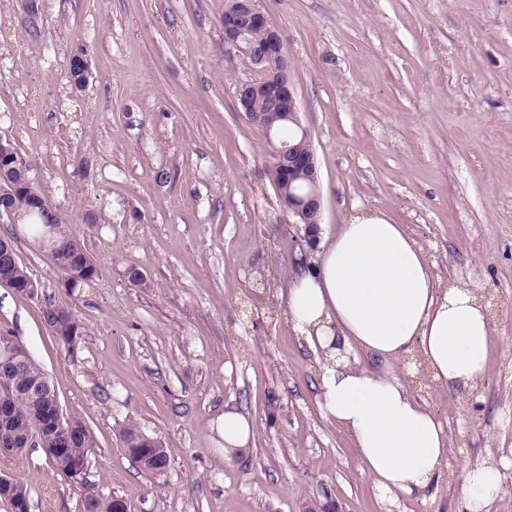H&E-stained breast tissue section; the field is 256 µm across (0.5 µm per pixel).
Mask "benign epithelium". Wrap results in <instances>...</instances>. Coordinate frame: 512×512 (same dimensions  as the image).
<instances>
[{
  "label": "benign epithelium",
  "mask_w": 512,
  "mask_h": 512,
  "mask_svg": "<svg viewBox=\"0 0 512 512\" xmlns=\"http://www.w3.org/2000/svg\"><path fill=\"white\" fill-rule=\"evenodd\" d=\"M264 30V43L257 44L252 38V27ZM224 45L228 54L238 56L259 73V78L241 84L237 90L238 103L249 120L272 136L273 124L263 115L252 111L257 98L270 100L283 119L299 127L301 142H280L273 151L272 169L280 174V181H288V211L300 218L304 237H314L322 223V194L319 184L316 156L304 143L311 141L308 131L301 126L299 105L294 89L288 55L279 29L256 6L255 0H233L224 20ZM72 83L78 89L87 86L90 63L82 50H76L69 60ZM26 157L9 139L0 138V204L19 194L39 197V203L49 208L44 197L33 191L31 182L16 179L12 170L24 166ZM305 182L302 192L293 189L295 181Z\"/></svg>",
  "instance_id": "1"
}]
</instances>
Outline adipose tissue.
<instances>
[{
	"instance_id": "ef3b65f1",
	"label": "adipose tissue",
	"mask_w": 512,
	"mask_h": 512,
	"mask_svg": "<svg viewBox=\"0 0 512 512\" xmlns=\"http://www.w3.org/2000/svg\"><path fill=\"white\" fill-rule=\"evenodd\" d=\"M288 321L321 353L324 415L351 438L375 489L433 498L448 434L394 367L417 358L435 383L474 390L488 368L491 326L478 288L438 278L424 245L387 213L358 211L320 231L308 270L288 290ZM362 355L374 369L360 366ZM216 431L230 457L250 444L253 423L228 405ZM461 478L469 512H485L499 466L465 465Z\"/></svg>"
}]
</instances>
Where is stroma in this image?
<instances>
[{
	"label": "stroma",
	"instance_id": "stroma-1",
	"mask_svg": "<svg viewBox=\"0 0 512 512\" xmlns=\"http://www.w3.org/2000/svg\"><path fill=\"white\" fill-rule=\"evenodd\" d=\"M232 0H0V137L97 267L69 289L27 226L0 222L38 284L0 285V333L47 374L95 446L85 481L42 448L0 453L30 512H84L86 494L128 512H466L458 463H499L487 512H512V0H257L278 26L317 159L323 222L388 213L436 274L491 303L490 361L470 393L398 373L443 422L448 465L430 500L380 495L320 405L322 357L288 323L299 234L273 181L272 141L236 92L255 71L224 47ZM86 49L85 89L67 78ZM165 170L167 181L156 180ZM143 273L134 285L129 270ZM81 326L75 352L45 302ZM254 424L232 458L215 423ZM168 455L142 472L122 429ZM54 307V304L51 302L45 304L42 310L44 323L50 333L58 338L70 352H74L77 338H79L81 333V326L78 324L77 320L71 316L70 322L65 327L66 332L64 329L60 330L59 326L56 324Z\"/></svg>",
	"mask_w": 512,
	"mask_h": 512
}]
</instances>
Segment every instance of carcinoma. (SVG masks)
Wrapping results in <instances>:
<instances>
[{"mask_svg":"<svg viewBox=\"0 0 512 512\" xmlns=\"http://www.w3.org/2000/svg\"><path fill=\"white\" fill-rule=\"evenodd\" d=\"M49 214L39 208L33 210L30 220V232L40 240L46 236ZM59 247L54 254L53 265L67 278V285L72 288L96 284V269L86 264L87 252L80 236L65 226L58 233ZM11 244V256L0 257V275L9 273L13 280L21 283L29 278L26 267L17 257V245L11 237L0 236V241ZM44 323L56 338L69 351L75 350L77 334L81 326L72 318L60 329L56 324L54 304L48 302L42 310ZM9 339L13 343V358L18 369L12 377L11 388L1 391L7 396L12 407L13 417L5 429H0V448H13V453L21 454L27 450L30 439L36 437L41 448L49 451L48 459L53 468L72 479L85 475L89 463V452L94 447L93 436L86 425L80 421L62 420L50 426L48 419L58 401L55 390L46 373L35 363L30 353L12 336L0 333V342ZM149 437L135 424L129 425L123 434L126 452L136 460L141 468L153 475H162L168 467V457L163 447H151ZM0 500L11 507L16 501L30 500L27 485L9 480L0 483ZM85 512H127V504L118 497L102 500L90 494L84 501Z\"/></svg>","mask_w":512,"mask_h":512,"instance_id":"obj_1","label":"carcinoma"}]
</instances>
